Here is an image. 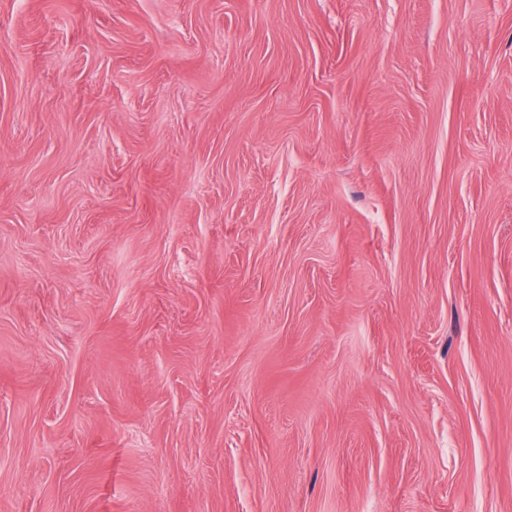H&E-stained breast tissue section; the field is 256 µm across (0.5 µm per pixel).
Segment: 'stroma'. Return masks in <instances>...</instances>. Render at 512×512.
Returning a JSON list of instances; mask_svg holds the SVG:
<instances>
[{"instance_id": "35a3bbf8", "label": "stroma", "mask_w": 512, "mask_h": 512, "mask_svg": "<svg viewBox=\"0 0 512 512\" xmlns=\"http://www.w3.org/2000/svg\"><path fill=\"white\" fill-rule=\"evenodd\" d=\"M0 512H512V0H0Z\"/></svg>"}]
</instances>
